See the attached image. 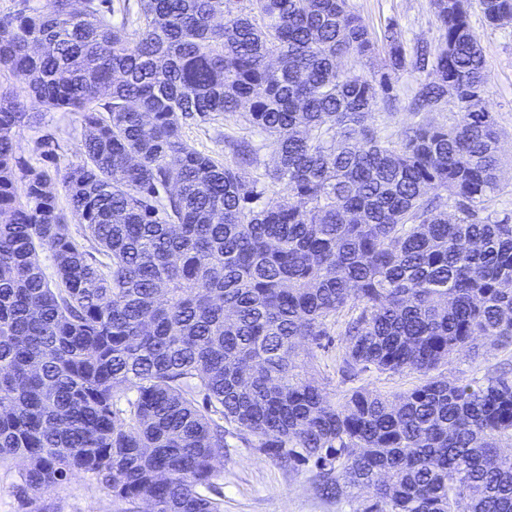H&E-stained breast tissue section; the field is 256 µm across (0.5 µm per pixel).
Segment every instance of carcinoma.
Here are the masks:
<instances>
[{
    "label": "carcinoma",
    "instance_id": "obj_1",
    "mask_svg": "<svg viewBox=\"0 0 512 512\" xmlns=\"http://www.w3.org/2000/svg\"><path fill=\"white\" fill-rule=\"evenodd\" d=\"M23 2L0 10V458L27 462L28 512L80 474L115 503L224 512L229 436L314 462L329 496L372 490L356 512H512V378L431 375L512 343V216L486 207L498 132L469 21L511 25L512 0H430L432 50L349 0ZM406 72L424 75L413 111L451 95L458 121L397 142L367 126ZM29 98L78 115L80 161L52 136V167L18 155ZM223 114L264 135L225 136L228 163L183 132ZM338 324L343 377L421 381L335 400L307 367Z\"/></svg>",
    "mask_w": 512,
    "mask_h": 512
}]
</instances>
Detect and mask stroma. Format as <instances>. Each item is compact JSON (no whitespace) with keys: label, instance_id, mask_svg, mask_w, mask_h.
<instances>
[{"label":"stroma","instance_id":"1","mask_svg":"<svg viewBox=\"0 0 512 512\" xmlns=\"http://www.w3.org/2000/svg\"><path fill=\"white\" fill-rule=\"evenodd\" d=\"M371 30H380L386 20L395 19L405 32L408 43L425 41L437 44L436 28L429 0H353ZM470 21L478 33L488 64L489 93L486 106L492 112L501 135L499 188L487 203L489 210L499 214H512V25H488L479 9H472ZM416 77L403 75L395 92L399 98L397 112H373L370 125L381 135L396 139L404 129L416 123L434 119L439 123H454L458 117L456 102H449L445 111L427 115L413 113L408 101ZM248 136L244 126L229 119L210 124L188 122L186 137L201 151L220 155L224 152L225 133ZM58 138L62 162L80 159L79 145L82 129L74 113H45L40 127L17 131V151L25 159L38 158L37 141L44 135ZM344 341L333 335L322 342L318 358L309 374L335 396L345 391L364 387L389 393H401L416 385L418 373L406 371L387 374L368 371L359 378L346 381L337 372L336 357ZM502 372L512 374V344L495 348L485 347L476 354L454 360L444 366L441 373L448 379L484 380ZM229 453L216 463L218 490L224 497V512H355L369 497L368 490H354L352 496L325 497L314 466L306 464L294 468L280 465L272 458L253 448H246L237 439H230ZM41 504L49 512H115L111 497L97 481L88 475L71 478L60 487L47 490L40 496Z\"/></svg>","mask_w":512,"mask_h":512}]
</instances>
